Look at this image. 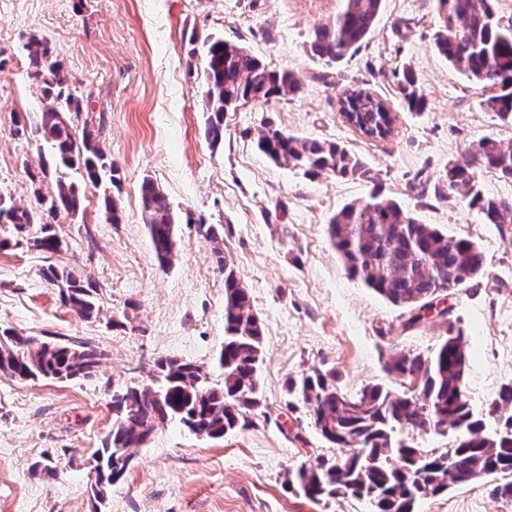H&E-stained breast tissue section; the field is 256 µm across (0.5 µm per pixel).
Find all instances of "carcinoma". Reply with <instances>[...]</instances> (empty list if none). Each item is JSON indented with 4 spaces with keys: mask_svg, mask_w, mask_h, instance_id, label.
<instances>
[{
    "mask_svg": "<svg viewBox=\"0 0 512 512\" xmlns=\"http://www.w3.org/2000/svg\"><path fill=\"white\" fill-rule=\"evenodd\" d=\"M383 0H343L336 17L314 28L309 53L326 63L352 55L371 33ZM439 27L433 48L469 82L484 91L481 107L497 120L512 124V16L499 15L494 0H433ZM30 78L39 92L35 132L50 144L55 159V189L45 195L32 178V200L19 207L0 194V218L7 217L18 233L39 226L33 245L57 253L63 247L53 222L61 214L84 213L85 187L103 181L120 188L118 168L100 147L106 118L99 113L96 128L78 126L83 97L75 94L74 79L54 57L50 42L31 36L24 45ZM206 136L214 145L224 137V112L229 104L257 101L269 104L302 92V83L289 70H271L253 52L209 35L202 44ZM402 106L425 110L418 79L409 70L399 83ZM342 105L358 119L375 123L388 111L371 94L360 90ZM257 146L270 160L304 172L358 178L370 171L343 145L287 133L269 123L260 130ZM493 170L512 178V146L491 137L473 142L462 159L434 183V195L446 190L462 196L484 223L494 225L500 239L512 243V199L489 197L478 173ZM145 227L155 258L163 269L173 264L176 222L168 198L150 179L141 184ZM214 243L216 262L224 274V345L217 363L223 378L210 382L200 365L177 359L155 363V383L128 388L112 397L121 412L97 449L105 485L123 479L130 448L147 442L153 421H176L195 435L220 439L258 406V371L263 355L261 325L252 313L247 289L223 256L224 225L199 223ZM332 245L347 273L388 302L408 312L405 326L430 319L428 311L466 282L485 274L480 246L463 236H450L434 224L423 223L397 201L378 194L350 203L328 222ZM47 279L59 288L62 301L81 317L96 310V288L65 267H51ZM102 354L85 343L58 344L22 336L0 327V374L19 380H70L92 375ZM467 353L462 329L448 321V337L427 354L395 352L386 370L418 391H394L368 385L354 395L336 388L324 374H304L287 381L288 393L309 409L312 426L332 448L350 454L328 467L301 465L289 488L312 499L341 492L367 499L374 512H414L417 500L487 476L500 478L494 494L512 498V433L490 426L512 423V384L501 387L488 410L479 415L470 407L464 378ZM455 434L450 448L440 452L407 444L398 430Z\"/></svg>",
    "mask_w": 512,
    "mask_h": 512,
    "instance_id": "cac0c4a2",
    "label": "carcinoma"
}]
</instances>
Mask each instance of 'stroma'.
Here are the masks:
<instances>
[{"label":"stroma","mask_w":512,"mask_h":512,"mask_svg":"<svg viewBox=\"0 0 512 512\" xmlns=\"http://www.w3.org/2000/svg\"><path fill=\"white\" fill-rule=\"evenodd\" d=\"M342 0H0V193L30 199V177L48 145L29 128L37 108L22 48L48 39L76 82L94 88L105 112L101 146L121 183L87 188L85 213L58 217L61 252L36 249L0 222V325L24 336L84 341L103 359L92 376L21 381L0 376V512H371L349 495L319 501L289 489L298 465L338 461L292 404L288 378L325 373L341 392L379 384L400 390L385 371L390 349L425 354L447 336L444 323L406 330V312L348 275L327 234L345 205L374 191L427 224L476 242L486 276L448 302L464 333L465 386L484 411L512 382V245L456 194L433 195L450 161L489 136L512 144V126L479 105L481 91L432 47L430 0H383L366 42L341 63L308 52L314 28ZM216 34L249 48L269 68L295 72L299 95L224 114V140L211 146L201 58L191 38ZM411 69L427 108L406 111L396 88ZM362 89L396 115L394 132L369 139L339 112L345 91ZM336 141L372 171L371 179L321 175L274 164L256 146L266 122ZM151 179L177 219L175 258L161 269L143 223L140 186ZM115 193L121 221L101 200ZM224 227V253L251 297L264 339L261 405L248 424L221 439L158 424L134 451L126 477L90 494L95 452L116 418L112 394L153 380L157 360L211 367L224 342V276L195 218ZM66 266L97 288V315L79 317L45 276ZM487 477L420 500L415 512H512Z\"/></svg>","instance_id":"1"}]
</instances>
